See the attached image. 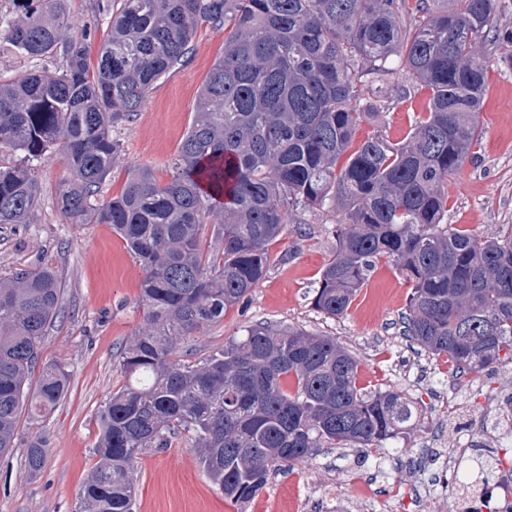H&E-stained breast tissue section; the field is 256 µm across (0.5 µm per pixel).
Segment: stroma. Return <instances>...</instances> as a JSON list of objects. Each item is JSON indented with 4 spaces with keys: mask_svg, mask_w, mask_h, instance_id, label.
<instances>
[{
    "mask_svg": "<svg viewBox=\"0 0 512 512\" xmlns=\"http://www.w3.org/2000/svg\"><path fill=\"white\" fill-rule=\"evenodd\" d=\"M188 60L161 80L140 112L117 130L120 152L98 191L107 201L122 191L130 168L146 166L168 182L172 161L191 124L198 94L224 51V30L201 25ZM428 99L419 88L393 97L379 124H362L364 139L375 130L393 142L414 126ZM482 139L448 185L447 223L473 233L512 234V44L491 56L486 98L479 115ZM41 201L30 223L0 225V276L19 269L53 268L62 282L61 310L47 331L41 360L64 366L68 393L46 417L22 416L17 446L0 457V512H79L80 490L95 465L98 413L125 379L120 352L144 321L139 300L143 271L125 241L107 224H75L57 206L60 185L69 179L68 160L54 150L33 161ZM284 233L268 246L269 266L250 299L191 339L201 360L241 337L246 327L271 322L335 337L360 362L363 392L395 390L413 401L419 417L389 440V453L375 456L357 447L321 448L307 462L273 474L245 508L226 500L200 465L189 434L167 447L149 448L136 464L135 512H327L320 493L334 486L343 498L370 481L388 492L396 481H429L437 512H448L453 473L428 451L446 440L457 413L484 416L486 402L512 387V364L501 363L469 385L446 357H434L402 334L401 318L412 292L395 266L375 265L343 316L319 313L312 298L320 274L336 250V219L326 211H296ZM46 437L39 473L25 462L28 441Z\"/></svg>",
    "mask_w": 512,
    "mask_h": 512,
    "instance_id": "stroma-1",
    "label": "stroma"
}]
</instances>
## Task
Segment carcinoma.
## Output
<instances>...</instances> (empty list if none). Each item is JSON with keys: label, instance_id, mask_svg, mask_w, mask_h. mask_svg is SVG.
<instances>
[{"label": "carcinoma", "instance_id": "cac0c4a2", "mask_svg": "<svg viewBox=\"0 0 512 512\" xmlns=\"http://www.w3.org/2000/svg\"><path fill=\"white\" fill-rule=\"evenodd\" d=\"M25 2L0 39L24 57L60 53L64 63L0 81V149L29 162L63 149L71 176L60 211L111 225L144 270L145 323L121 354L126 384L99 411L81 512H133L138 455L181 432L224 496L247 503L271 469L326 443L378 451L411 426L412 402L363 393L357 359L329 336L258 323L198 363L182 359L190 336L265 276L266 246L289 208L336 213L318 311L344 315L384 258L412 284L404 335L422 350L462 374L512 363V236L445 223L450 178L481 138L489 65L475 48L497 27L498 0H119L94 64L96 17L77 33L67 0ZM204 23L224 27V54L171 180L138 168L119 196L98 202L120 151L114 131L187 61ZM399 70L428 90L424 117L398 143L378 133L355 140L374 116L361 109L362 79L394 90ZM40 196L31 168L0 160V224L27 223ZM212 216L215 253L203 244ZM60 308L52 268L0 277V457L16 447L24 402L40 416L67 392L63 367L39 365ZM46 447L42 437L27 444L30 472L42 469Z\"/></svg>", "mask_w": 512, "mask_h": 512}]
</instances>
